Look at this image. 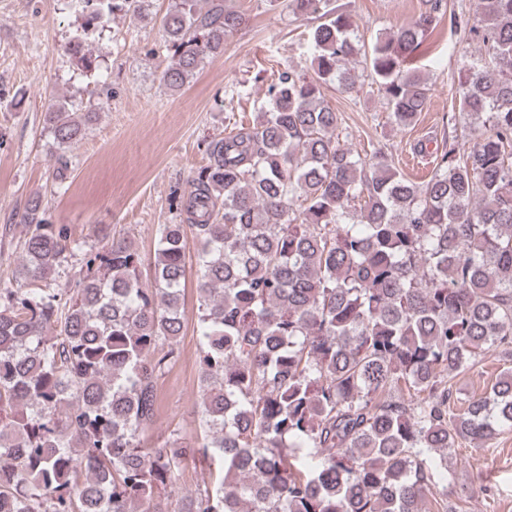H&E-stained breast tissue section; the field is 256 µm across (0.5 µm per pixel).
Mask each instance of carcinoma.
Returning a JSON list of instances; mask_svg holds the SVG:
<instances>
[{
	"mask_svg": "<svg viewBox=\"0 0 512 512\" xmlns=\"http://www.w3.org/2000/svg\"><path fill=\"white\" fill-rule=\"evenodd\" d=\"M69 2L79 69L97 68L89 38L132 13L162 29L175 93L243 22L224 0H169L159 17L144 0ZM480 4L467 18L427 0L367 45L340 0H288L317 22L313 73L281 72L254 121L209 142L179 223L160 225L149 284L139 250L101 227L74 286L54 287L70 232L27 202L22 283L0 288V512H448L432 458L512 431V368L451 406L455 376L512 345V0ZM445 17L490 65L468 72L448 116L472 144L444 140L415 182L386 147H347L321 86L358 90L360 65L390 122L415 125L431 91L415 59ZM95 116L45 113L57 182ZM189 230L206 436L145 448L186 321ZM189 452L219 474L174 511Z\"/></svg>",
	"mask_w": 512,
	"mask_h": 512,
	"instance_id": "obj_1",
	"label": "carcinoma"
}]
</instances>
